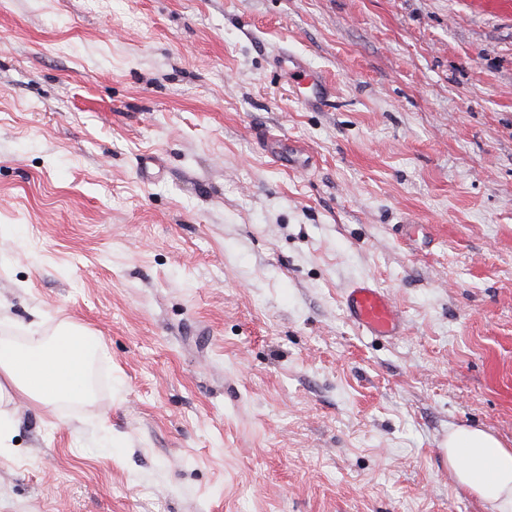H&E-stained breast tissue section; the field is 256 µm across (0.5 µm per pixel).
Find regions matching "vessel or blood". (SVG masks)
<instances>
[{"label":"vessel or blood","instance_id":"obj_1","mask_svg":"<svg viewBox=\"0 0 512 512\" xmlns=\"http://www.w3.org/2000/svg\"><path fill=\"white\" fill-rule=\"evenodd\" d=\"M294 85L306 88L305 105L322 107L327 104L331 87L322 73L296 64ZM344 302L351 320L368 335L392 337L400 333L402 320L393 301L366 279L359 278L350 284Z\"/></svg>","mask_w":512,"mask_h":512}]
</instances>
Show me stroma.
Returning a JSON list of instances; mask_svg holds the SVG:
<instances>
[{
  "label": "stroma",
  "instance_id": "obj_1",
  "mask_svg": "<svg viewBox=\"0 0 512 512\" xmlns=\"http://www.w3.org/2000/svg\"><path fill=\"white\" fill-rule=\"evenodd\" d=\"M36 320L106 356L0 402V512H487L440 446L512 448V0H0V337ZM288 62L294 65L295 79L293 92L299 97V88L309 89L307 95H300L306 106L323 107L330 101L331 87L322 72H315L311 67L300 64L288 56ZM344 302L351 320L370 336H397L402 320L388 295L366 279H355L346 288Z\"/></svg>",
  "mask_w": 512,
  "mask_h": 512
}]
</instances>
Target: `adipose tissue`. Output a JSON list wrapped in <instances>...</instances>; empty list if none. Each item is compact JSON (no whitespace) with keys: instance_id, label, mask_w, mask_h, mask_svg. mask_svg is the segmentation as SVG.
<instances>
[{"instance_id":"ef3b65f1","label":"adipose tissue","mask_w":512,"mask_h":512,"mask_svg":"<svg viewBox=\"0 0 512 512\" xmlns=\"http://www.w3.org/2000/svg\"><path fill=\"white\" fill-rule=\"evenodd\" d=\"M104 355L98 338L73 325L24 344L1 340L0 397L14 389L47 407L91 400L90 366ZM441 452L456 484L491 512H512V448L482 428L462 425L449 431Z\"/></svg>"}]
</instances>
